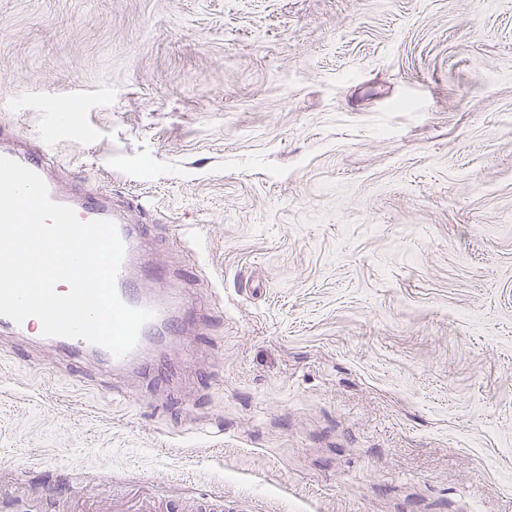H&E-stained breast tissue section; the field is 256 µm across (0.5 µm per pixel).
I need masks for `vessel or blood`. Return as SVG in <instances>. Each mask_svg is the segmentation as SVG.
<instances>
[{
	"label": "vessel or blood",
	"instance_id": "b4317fda",
	"mask_svg": "<svg viewBox=\"0 0 512 512\" xmlns=\"http://www.w3.org/2000/svg\"><path fill=\"white\" fill-rule=\"evenodd\" d=\"M51 150L52 146L45 138L34 147L19 146L13 130L0 125V156L11 158L39 174L47 185L50 198L73 208L79 220H104L115 224L124 245L115 281L116 291L127 306L147 308L154 313L153 318L141 328L136 346L120 357L83 339L58 337L54 343L72 356H93L108 370L149 371L150 356L181 335L190 315L183 289L166 285V272L156 267L150 256L149 244L156 236L157 227L133 220V212L145 208L142 201L131 198L115 202L110 195L90 183L62 189L50 173Z\"/></svg>",
	"mask_w": 512,
	"mask_h": 512
}]
</instances>
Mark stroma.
I'll return each mask as SVG.
<instances>
[{
	"mask_svg": "<svg viewBox=\"0 0 512 512\" xmlns=\"http://www.w3.org/2000/svg\"><path fill=\"white\" fill-rule=\"evenodd\" d=\"M1 122L202 275L146 375L0 332V512H512V0H0Z\"/></svg>",
	"mask_w": 512,
	"mask_h": 512,
	"instance_id": "35a3bbf8",
	"label": "stroma"
}]
</instances>
